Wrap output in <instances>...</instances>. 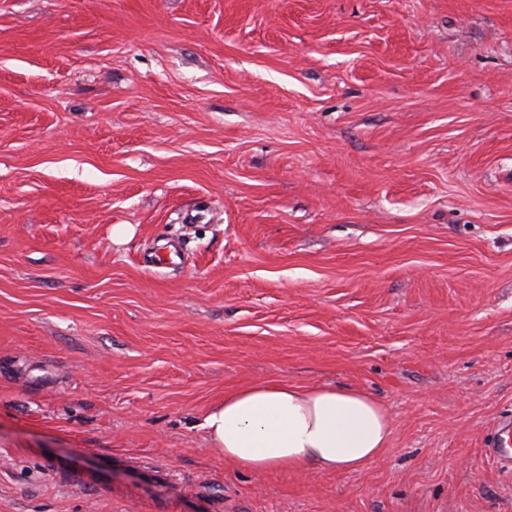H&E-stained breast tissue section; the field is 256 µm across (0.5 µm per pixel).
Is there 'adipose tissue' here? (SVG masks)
<instances>
[{
  "instance_id": "1",
  "label": "adipose tissue",
  "mask_w": 512,
  "mask_h": 512,
  "mask_svg": "<svg viewBox=\"0 0 512 512\" xmlns=\"http://www.w3.org/2000/svg\"><path fill=\"white\" fill-rule=\"evenodd\" d=\"M205 427L225 462L253 471L356 472L387 448L392 434L385 408L364 392L287 382L225 393Z\"/></svg>"
}]
</instances>
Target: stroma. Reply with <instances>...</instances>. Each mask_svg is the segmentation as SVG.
<instances>
[{"label":"stroma","instance_id":"35a3bbf8","mask_svg":"<svg viewBox=\"0 0 512 512\" xmlns=\"http://www.w3.org/2000/svg\"><path fill=\"white\" fill-rule=\"evenodd\" d=\"M261 380L388 447L227 466ZM509 410L512 0H0V512H512ZM204 426L224 462L253 471H360L392 434L383 405L362 391L287 382L225 393ZM512 415L502 416L497 425L496 437L490 439L486 446L490 456L501 468L512 472Z\"/></svg>","mask_w":512,"mask_h":512}]
</instances>
